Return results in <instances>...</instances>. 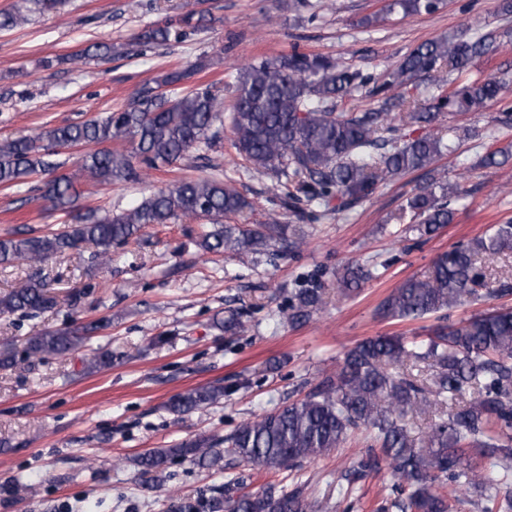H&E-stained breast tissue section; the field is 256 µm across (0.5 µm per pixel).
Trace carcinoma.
<instances>
[{
    "mask_svg": "<svg viewBox=\"0 0 512 512\" xmlns=\"http://www.w3.org/2000/svg\"><path fill=\"white\" fill-rule=\"evenodd\" d=\"M441 0H388L383 12L432 13ZM203 14L190 13L179 23L152 24L134 38L140 48L160 46L198 28ZM496 50L492 34L418 45L399 64L378 75H365L343 63L297 49L275 59H262L234 76L233 97L213 85L189 86L209 66L201 57L174 69L154 84L144 85L125 108L80 123L45 128L33 136L0 141V188L19 190L44 177L40 199L45 209L66 217L59 232L0 237V264L24 260L40 267L50 257L82 244L97 248L96 257L112 262V246L138 239L150 225L207 217L215 224L251 208L234 178L209 174L176 180L152 191L120 213L83 207L75 178L59 172L61 145L94 144L97 149L77 160L79 177L93 186L138 180L141 171L170 166L195 153L202 158L219 139L229 119L233 145L246 167L271 172V192L288 209L294 224H282L273 213L259 224H226L222 231L201 234L208 252L267 253L301 250L302 224L347 209L369 197L378 184L413 171L429 180L406 199L402 213L407 230L430 236L453 220L459 184L433 175L432 165L445 148L443 137L426 134L408 141L404 127L435 123L446 108L476 112L501 99L504 84L495 78L448 82ZM112 45L95 42L73 55L74 64L109 59ZM427 78L436 93L427 97L419 80ZM366 96L376 107L337 111L338 102ZM512 244V223L491 226L472 242L448 249L423 277L403 282L382 302L384 314L396 320L421 319L464 303L512 294V282L487 289L478 257L492 262ZM373 277L362 266L348 267L343 283L350 287ZM322 285L295 288L283 315L288 324L310 319L324 302ZM87 292L74 290L63 300L46 278L0 292V316L33 318L60 303L77 309ZM101 328L45 330L27 338L22 350L0 347V369L65 357L84 335ZM228 390L221 384L175 395L169 409L178 415L219 402ZM440 416L412 435L416 417L431 408ZM369 429L377 447L359 463L358 477L387 462L397 497L382 512H456L470 503L480 512H512V307H493L452 325L439 326L426 338L379 335L349 348L336 374L320 380L304 398L284 403L262 417L239 425L222 439H188L173 448H152L136 461L146 473H160L181 459L224 468L225 456L244 466H260L290 475L303 463L342 447L358 429ZM452 486L445 493V485ZM231 478L224 494L181 502L176 512H313L317 504L304 497V485L290 491L269 486L250 494L238 491ZM474 489L480 500L459 491Z\"/></svg>",
    "mask_w": 512,
    "mask_h": 512,
    "instance_id": "cac0c4a2",
    "label": "carcinoma"
}]
</instances>
